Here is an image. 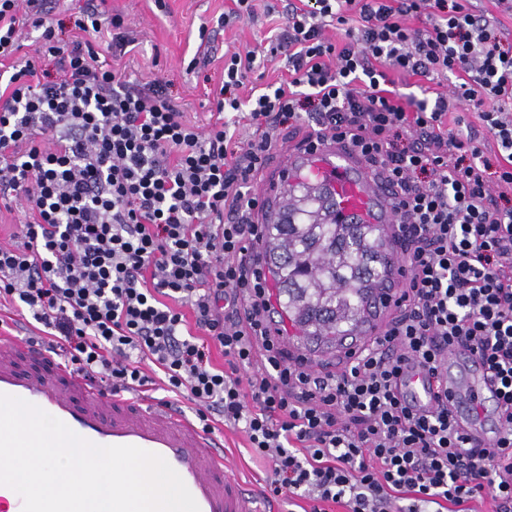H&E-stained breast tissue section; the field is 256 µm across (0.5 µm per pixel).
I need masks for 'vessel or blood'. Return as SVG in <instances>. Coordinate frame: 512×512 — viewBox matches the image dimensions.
Returning <instances> with one entry per match:
<instances>
[{
  "mask_svg": "<svg viewBox=\"0 0 512 512\" xmlns=\"http://www.w3.org/2000/svg\"><path fill=\"white\" fill-rule=\"evenodd\" d=\"M260 195L265 223L304 224L319 219L330 224H369L385 241L386 266L394 267L400 259L402 230L392 192L347 144L327 139L294 154L273 182L261 186ZM398 298L391 282L364 298L363 321L336 339L337 360H346L365 341L381 334ZM442 383L459 434L491 445L501 420L482 361L461 347H450ZM397 392L421 414L437 405L435 386L412 362L399 376ZM0 393L36 405L94 444L133 445L160 455L182 478L200 512H260L258 497L226 476L224 448L213 434L181 412L90 386L41 345L0 336Z\"/></svg>",
  "mask_w": 512,
  "mask_h": 512,
  "instance_id": "b4317fda",
  "label": "vessel or blood"
}]
</instances>
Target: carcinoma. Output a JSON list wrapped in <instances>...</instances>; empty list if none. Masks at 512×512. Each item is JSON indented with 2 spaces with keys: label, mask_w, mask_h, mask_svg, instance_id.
<instances>
[{
  "label": "carcinoma",
  "mask_w": 512,
  "mask_h": 512,
  "mask_svg": "<svg viewBox=\"0 0 512 512\" xmlns=\"http://www.w3.org/2000/svg\"><path fill=\"white\" fill-rule=\"evenodd\" d=\"M381 248L365 224H270L264 242L281 305L305 336L327 342L357 317L355 298L383 282Z\"/></svg>",
  "instance_id": "1"
}]
</instances>
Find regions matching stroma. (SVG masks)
<instances>
[{
    "mask_svg": "<svg viewBox=\"0 0 512 512\" xmlns=\"http://www.w3.org/2000/svg\"><path fill=\"white\" fill-rule=\"evenodd\" d=\"M94 4L104 26L91 37L75 29L81 8ZM257 12L232 25L224 14L233 0H55L51 17L66 40L90 42L100 58L127 79L166 81L168 91L190 124L207 127L217 117L216 94L224 79V55L255 51L261 58L263 84L280 85L288 80L284 55H271L269 38L286 28L288 19L281 0H256ZM121 17L124 30L135 40L125 54H113L110 44L112 17ZM224 450L231 476L245 488L262 493L268 464L246 450L243 433L224 429Z\"/></svg>",
    "mask_w": 512,
    "mask_h": 512,
    "instance_id": "stroma-1",
    "label": "stroma"
}]
</instances>
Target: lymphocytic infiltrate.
Returning <instances> with one entry per match:
<instances>
[{
	"instance_id": "f902f5d3",
	"label": "lymphocytic infiltrate",
	"mask_w": 512,
	"mask_h": 512,
	"mask_svg": "<svg viewBox=\"0 0 512 512\" xmlns=\"http://www.w3.org/2000/svg\"><path fill=\"white\" fill-rule=\"evenodd\" d=\"M51 0H0V57L18 24L39 37L0 97V198L25 202L24 243L0 244V301L39 340L112 393L161 381L170 399L241 429L272 473L265 498L311 512H512V36L472 0H287L271 46L287 86L239 94L253 52L224 59L217 110L187 124L159 80L122 78L59 39ZM419 27H410V20ZM344 30L333 42L328 29ZM451 78L434 105H404L390 72ZM476 109L498 151L448 127ZM348 141L391 183L406 230L405 300L385 334L321 376L271 329L266 227L251 187L281 126ZM256 126L250 139L241 124ZM465 345L498 386L503 431L469 445L447 409L399 399L406 361L435 371ZM224 353L211 360L212 346Z\"/></svg>"
}]
</instances>
